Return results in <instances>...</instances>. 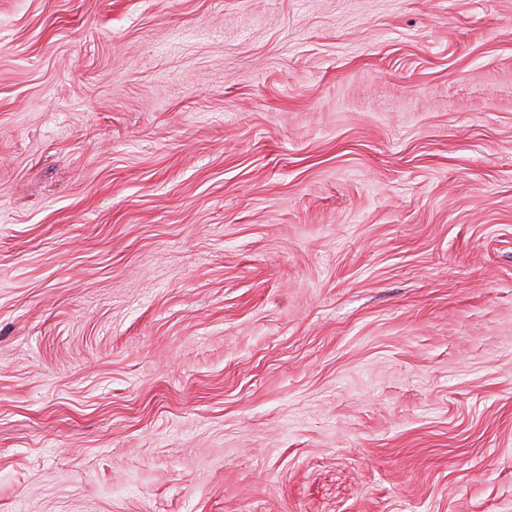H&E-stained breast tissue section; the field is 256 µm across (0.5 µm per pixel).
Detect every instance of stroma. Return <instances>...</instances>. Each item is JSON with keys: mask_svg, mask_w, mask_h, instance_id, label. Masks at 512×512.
Wrapping results in <instances>:
<instances>
[{"mask_svg": "<svg viewBox=\"0 0 512 512\" xmlns=\"http://www.w3.org/2000/svg\"><path fill=\"white\" fill-rule=\"evenodd\" d=\"M0 512H512V0H0Z\"/></svg>", "mask_w": 512, "mask_h": 512, "instance_id": "stroma-1", "label": "stroma"}]
</instances>
